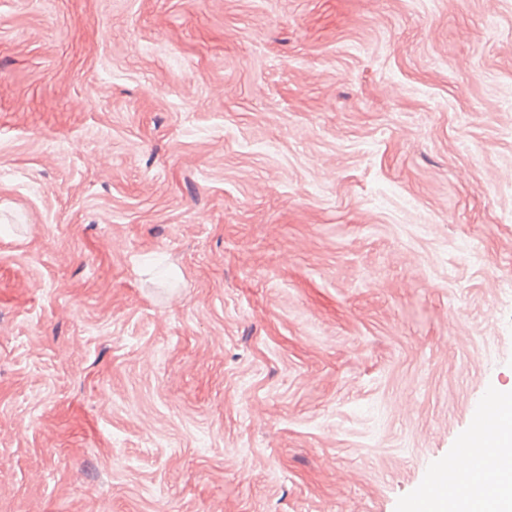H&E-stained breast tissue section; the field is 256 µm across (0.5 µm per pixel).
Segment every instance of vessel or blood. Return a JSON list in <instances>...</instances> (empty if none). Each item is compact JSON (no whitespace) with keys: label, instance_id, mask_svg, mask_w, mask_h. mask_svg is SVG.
Instances as JSON below:
<instances>
[{"label":"vessel or blood","instance_id":"1","mask_svg":"<svg viewBox=\"0 0 512 512\" xmlns=\"http://www.w3.org/2000/svg\"><path fill=\"white\" fill-rule=\"evenodd\" d=\"M478 415L471 446L428 475L424 494L409 503L408 512H429L432 501L438 498L457 503L462 512H470L471 479L479 473L495 474L499 485L512 484V474L498 469L493 444L496 435L512 429V412L490 394L481 402Z\"/></svg>","mask_w":512,"mask_h":512}]
</instances>
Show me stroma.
<instances>
[{
    "instance_id": "stroma-1",
    "label": "stroma",
    "mask_w": 512,
    "mask_h": 512,
    "mask_svg": "<svg viewBox=\"0 0 512 512\" xmlns=\"http://www.w3.org/2000/svg\"><path fill=\"white\" fill-rule=\"evenodd\" d=\"M512 391V0H0V512H406Z\"/></svg>"
}]
</instances>
